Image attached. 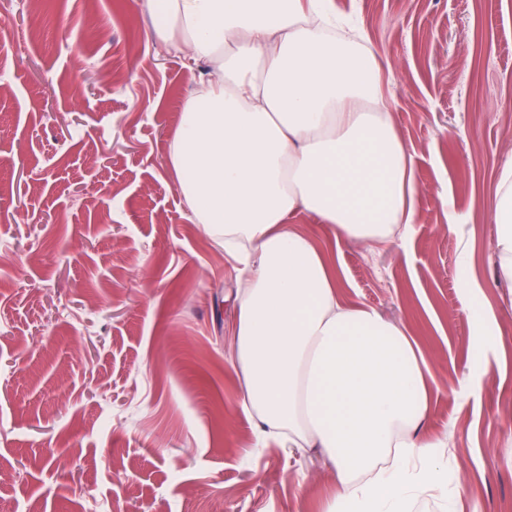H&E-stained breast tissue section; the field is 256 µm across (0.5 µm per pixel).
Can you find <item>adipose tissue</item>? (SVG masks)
<instances>
[{"instance_id":"adipose-tissue-1","label":"adipose tissue","mask_w":512,"mask_h":512,"mask_svg":"<svg viewBox=\"0 0 512 512\" xmlns=\"http://www.w3.org/2000/svg\"><path fill=\"white\" fill-rule=\"evenodd\" d=\"M170 51L214 78L182 101L169 164L194 223L245 267L234 346L244 410L262 438L322 449L336 477L324 512H405L448 500L442 443L423 431L431 386L405 327L342 303L338 279L287 218L304 210L337 244L405 239L419 185L377 57L317 23L333 0H150ZM512 279V157L494 214Z\"/></svg>"}]
</instances>
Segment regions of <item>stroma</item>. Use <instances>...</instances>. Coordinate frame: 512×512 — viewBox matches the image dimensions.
Wrapping results in <instances>:
<instances>
[{"label":"stroma","mask_w":512,"mask_h":512,"mask_svg":"<svg viewBox=\"0 0 512 512\" xmlns=\"http://www.w3.org/2000/svg\"><path fill=\"white\" fill-rule=\"evenodd\" d=\"M334 3L382 65L415 222L373 250L335 245L307 212L289 222L342 300L422 347L458 512H512V281L493 223L512 0ZM0 21V512H321L336 490L322 449L264 443L242 408V266L191 220L168 161L211 65L162 46L148 0H0ZM469 304L492 329L486 373Z\"/></svg>","instance_id":"obj_1"}]
</instances>
